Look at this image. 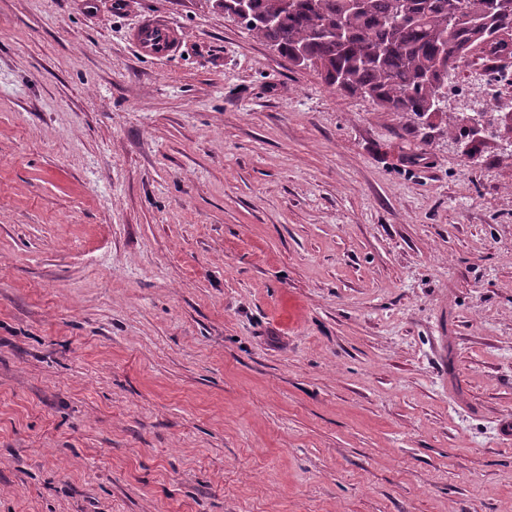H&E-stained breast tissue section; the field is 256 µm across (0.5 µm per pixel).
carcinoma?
<instances>
[{
  "mask_svg": "<svg viewBox=\"0 0 512 512\" xmlns=\"http://www.w3.org/2000/svg\"><path fill=\"white\" fill-rule=\"evenodd\" d=\"M249 0L240 24L272 41L297 67L310 68L341 94L360 95L428 123L439 86L462 67L512 58V8L505 0ZM500 112L475 122L494 138Z\"/></svg>",
  "mask_w": 512,
  "mask_h": 512,
  "instance_id": "cac0c4a2",
  "label": "carcinoma"
}]
</instances>
